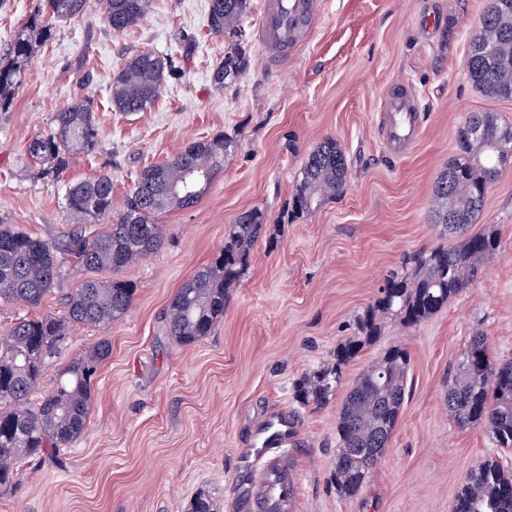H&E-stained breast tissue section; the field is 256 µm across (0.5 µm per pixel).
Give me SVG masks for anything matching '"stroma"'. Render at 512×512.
Masks as SVG:
<instances>
[{
    "instance_id": "1",
    "label": "stroma",
    "mask_w": 512,
    "mask_h": 512,
    "mask_svg": "<svg viewBox=\"0 0 512 512\" xmlns=\"http://www.w3.org/2000/svg\"><path fill=\"white\" fill-rule=\"evenodd\" d=\"M263 2L250 0L244 19L250 66L225 91L211 85L224 41L208 27L209 0H151L121 32L91 0L83 15L55 23L12 109L0 112V224L56 247L74 223L68 184L105 173L120 200L139 169L188 142L219 133L238 142L196 204L158 216L160 249L121 271L135 290L127 314L107 328L73 327L47 363L43 391L97 342L110 344L85 431L54 457L23 460L16 483L0 491V512H184L199 491L218 512H236L229 479L257 420L278 408L295 420L298 512H452L468 470L497 454L488 430L456 426L445 396L473 334L487 336L492 357L512 360V164L489 186L470 227L498 237L479 278L418 326L386 320L326 406L292 399L294 382L356 335L358 314L406 253L455 243L432 215L435 181L457 153L456 131L470 112H493L512 125V100L484 96L465 76L486 0H323L310 38L273 75L257 40ZM178 31L195 45L179 48ZM147 50L180 53V78L165 84L151 110L116 111L113 74ZM398 80L413 86L423 109L419 141L399 158L378 130L381 104ZM87 99L96 148L75 157L62 180L40 176L29 144L53 130L56 112ZM328 138L347 156L346 189L289 219L294 181ZM254 207L276 229L275 243L257 242L210 336L175 342L164 315L177 289L217 253L238 214ZM112 276L65 262L40 305L0 301V333L19 317L61 315L78 282ZM394 345L410 355L399 422L384 457L347 499L331 480L342 393Z\"/></svg>"
}]
</instances>
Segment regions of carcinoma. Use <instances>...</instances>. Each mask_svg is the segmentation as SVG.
Here are the masks:
<instances>
[{"instance_id":"obj_1","label":"carcinoma","mask_w":512,"mask_h":512,"mask_svg":"<svg viewBox=\"0 0 512 512\" xmlns=\"http://www.w3.org/2000/svg\"><path fill=\"white\" fill-rule=\"evenodd\" d=\"M150 0H100L106 23L116 32L140 20ZM89 0H40L37 10L0 54V112L11 110L37 45L48 41L58 22L83 14ZM248 0H210L208 26L224 38V58L213 70L215 87L235 85L247 71V36L242 20ZM173 55L142 51L129 57L113 75L111 103L119 112H146L158 100L167 78L176 74ZM468 80L485 95L512 99V0H490L472 37L467 58ZM511 130L490 112H470L458 128V153L435 182L433 215L448 233L461 237L457 246L435 247L408 255L357 316L358 335L336 347L332 361L302 376L294 399L303 406L327 405L346 367L381 333L382 320L395 317L406 327L426 321L462 293L482 273L484 261L498 249L493 231L468 228L483 209L486 192L507 163L502 136ZM91 103L66 108L54 116L50 134L36 138L28 155L40 164V175L57 180L73 156L97 144ZM237 141L222 134L185 145L167 160L142 169L120 206L113 203L112 179L99 174L67 190L66 210L84 224L108 221L103 232L88 236L75 229L55 247L27 232L0 224V300L36 306L60 276L57 252L87 270L118 272L157 251L163 242L155 217L187 208L201 198L224 168V155ZM348 166L334 139L318 144L297 176L289 202L291 217L310 213L323 200L344 193ZM275 235L259 208L241 212L224 233V246L210 263L198 268L176 292L165 314L167 334L183 345L211 335L224 316L228 290L250 264L255 244ZM135 290L120 278H86L72 289L60 316L19 318L0 335V488L13 484L18 462L52 456L81 436L87 425L91 384L98 365L109 355V343H97L85 358L59 374L55 385L33 408L29 395L41 380L48 359L70 327H108L131 307ZM468 361H458L448 380V412L459 428L485 427L497 447L512 450V360L494 361L487 337L469 338ZM408 351L387 350L371 363L344 396L336 423V491L353 498L368 474L386 454L406 395ZM187 512H216L212 499L197 493ZM453 512H512V467L489 456L472 467L455 495Z\"/></svg>"}]
</instances>
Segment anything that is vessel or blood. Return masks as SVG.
Returning <instances> with one entry per match:
<instances>
[{
    "label": "vessel or blood",
    "instance_id": "b4317fda",
    "mask_svg": "<svg viewBox=\"0 0 512 512\" xmlns=\"http://www.w3.org/2000/svg\"><path fill=\"white\" fill-rule=\"evenodd\" d=\"M322 12V0H264L258 42L269 72L287 65L289 54L312 33ZM381 111L382 137L394 152L414 146L421 133V109L413 88L395 86L384 99ZM294 423L284 410L263 415L252 441V449L231 487L241 512H295L296 478L288 444Z\"/></svg>",
    "mask_w": 512,
    "mask_h": 512
}]
</instances>
